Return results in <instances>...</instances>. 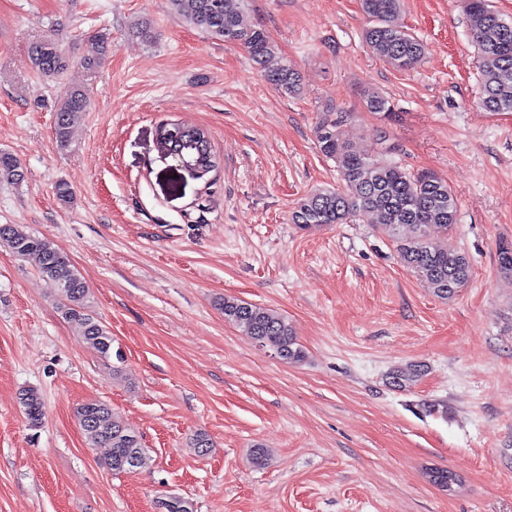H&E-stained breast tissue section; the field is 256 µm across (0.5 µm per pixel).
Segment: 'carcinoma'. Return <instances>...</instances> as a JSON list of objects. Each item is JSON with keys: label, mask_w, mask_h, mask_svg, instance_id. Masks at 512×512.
Instances as JSON below:
<instances>
[{"label": "carcinoma", "mask_w": 512, "mask_h": 512, "mask_svg": "<svg viewBox=\"0 0 512 512\" xmlns=\"http://www.w3.org/2000/svg\"><path fill=\"white\" fill-rule=\"evenodd\" d=\"M247 0H169L171 10L183 21L226 43L239 44L252 62L264 66L275 53L263 29L245 21ZM401 0H362L369 20L365 41L382 60L405 70L424 54V44L414 34L396 26L394 18ZM466 14L470 35L478 53L481 95L476 107L483 112H512V21L491 7L489 0H468ZM112 50L105 33L94 36L82 57V66L91 72ZM31 62L44 78L63 75L70 58L52 38L35 42ZM264 79L278 92L290 97L300 93L296 70L284 64L264 72ZM366 111L386 118L393 112L389 100L374 90L363 93ZM90 105L83 87L74 88L55 109L54 132L61 145L69 142L72 128ZM339 122L323 119L316 127L320 151L341 164L342 188H319L303 195L291 212L290 221L303 229L323 224H346L365 215L376 217L378 227L396 243L402 263L424 278L442 300L452 299L472 275L468 255L448 240V230L457 223V202L448 182L433 172H413L391 158L392 148L383 147L374 155L351 151L338 131ZM173 125L158 126L159 139L166 152L186 157L197 154V147L182 145L169 136ZM24 170L15 156L0 151V182L17 184ZM0 240L22 258L36 260L40 272L60 296L59 310L77 325L86 343L103 359L123 362L122 352L113 350L112 334L90 310V289L67 258L45 238L28 233L15 224H0ZM499 271L512 275V241L498 243ZM224 320L237 327L258 345L272 350L287 363L304 360L305 352L288 321L281 315L232 296L220 303ZM19 403L28 424L43 423L44 405L38 391L25 388ZM75 416L87 443L110 449L105 466L114 474L131 473L125 467L123 451L136 454L134 470L146 464L147 449L141 436L128 427L106 403L88 401L76 408Z\"/></svg>", "instance_id": "cac0c4a2"}]
</instances>
